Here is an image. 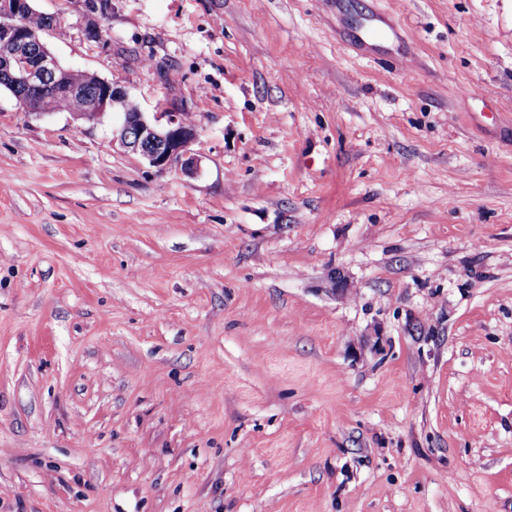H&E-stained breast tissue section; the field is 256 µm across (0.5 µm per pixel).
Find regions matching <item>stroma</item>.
I'll return each mask as SVG.
<instances>
[{
	"instance_id": "obj_1",
	"label": "stroma",
	"mask_w": 512,
	"mask_h": 512,
	"mask_svg": "<svg viewBox=\"0 0 512 512\" xmlns=\"http://www.w3.org/2000/svg\"><path fill=\"white\" fill-rule=\"evenodd\" d=\"M108 2L197 168L0 88V512H512V0Z\"/></svg>"
}]
</instances>
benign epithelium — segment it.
<instances>
[{"instance_id": "1", "label": "benign epithelium", "mask_w": 512, "mask_h": 512, "mask_svg": "<svg viewBox=\"0 0 512 512\" xmlns=\"http://www.w3.org/2000/svg\"><path fill=\"white\" fill-rule=\"evenodd\" d=\"M31 10L32 0H0V75L26 111L45 116L40 95L66 93L83 101L74 119L94 124L112 116V142L140 154L150 166L187 174L197 167L190 152L196 140L194 125L178 112H144L122 87L64 68L42 33L25 27L23 16Z\"/></svg>"}]
</instances>
